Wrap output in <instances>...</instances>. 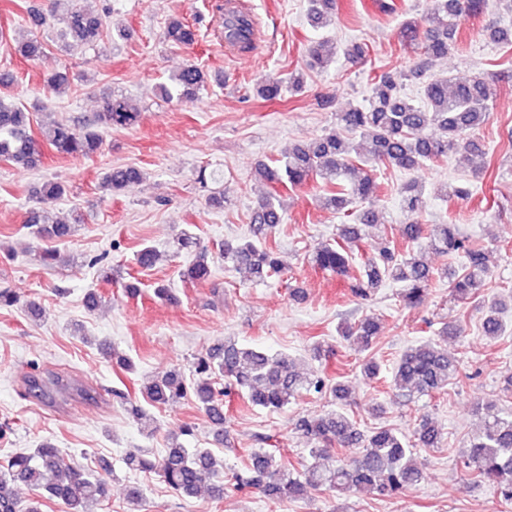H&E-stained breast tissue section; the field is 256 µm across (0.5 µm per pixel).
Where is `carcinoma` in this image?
<instances>
[{
	"label": "carcinoma",
	"mask_w": 512,
	"mask_h": 512,
	"mask_svg": "<svg viewBox=\"0 0 512 512\" xmlns=\"http://www.w3.org/2000/svg\"><path fill=\"white\" fill-rule=\"evenodd\" d=\"M64 0H42L38 7L27 10L28 22L34 27L58 24L59 36L72 49H86L99 39L104 30L101 15L69 0L70 7L58 14ZM311 25L320 28L336 12V0H308ZM486 0H436L429 29L420 31L414 21L403 24L402 41L415 46L422 56L416 70L427 76L423 86L424 102L415 104L401 93L394 76L384 71L373 78L367 103L351 105L336 113V122L345 130L360 136L365 153L356 151L348 139L334 131L314 140L296 144L277 167L261 163L258 173L269 184L296 188L311 180L328 188L322 203L338 212L355 208L356 223L343 224L336 239L319 243L312 253L314 268L330 274L349 273L354 248L365 237L364 228L381 226L373 206L375 198V166L383 165L411 171L425 162H436L451 153L463 152L472 175L480 177L486 169V149L476 137L486 123L494 100L492 81L483 74L452 78L431 72L434 62L445 58L458 45L461 20L483 12ZM222 15L224 44L232 49L249 51L257 46V24L253 15L243 10H228L216 5ZM163 40L172 47L189 48L196 42V31L179 18L168 20ZM23 57L38 60L44 46L32 38L13 45ZM335 52L325 42H316L307 51L305 67L322 70L333 61ZM172 89H164L169 99L180 103L193 100L205 84L204 72L194 63L184 65L171 78ZM47 88L62 95L69 87L67 73L55 70L45 79ZM278 81L269 79L257 86V95L266 101L280 97ZM141 112L123 97H104L100 110L82 124L54 120L37 139L30 134L29 113L10 98L0 95V162L32 170L43 161V147L57 155L90 158L103 145L110 130L131 129L140 122ZM141 179L139 170L115 166L102 178V188L116 194L129 183ZM423 185L406 182L399 191L408 212L420 215L424 208ZM35 194L58 199L66 194L63 184L46 181ZM283 206L279 191L269 193L250 218L253 237L226 240L217 245L224 262L246 270L257 282L279 277L283 264L277 247L265 238L282 222ZM26 223L38 226V233L63 237L81 216L51 220L44 212L32 208ZM405 246L400 248L381 237L375 253L367 257L358 276L349 283L353 296L369 300L379 289L393 284L399 287L400 304L412 309L426 298L435 281L448 282V293L458 302L471 301L479 311L482 334L499 339L506 334L504 314L512 308V292L488 297L484 293L492 276L488 253L474 243L457 224H425L417 219L405 226ZM433 250L455 257L458 265L433 269L424 260V252ZM176 253L187 258L182 276L190 282H205L214 263L212 251L199 245L189 230L176 237ZM161 254L151 246L141 248L135 263L142 269L155 267ZM379 333L378 317L370 314L354 322L337 326L343 341L367 350ZM464 334V328L451 320H443L432 339L408 347L397 360L391 386L396 399L418 395L433 396L446 390L459 373L460 361L448 353L450 337ZM192 380L177 370L153 380L141 390L150 405L168 402L193 394L212 424L219 444L231 445L224 430V398L241 396L255 408L281 410L304 395L330 388L341 404L350 403L349 388L338 382L329 385L322 369L300 372L286 354L271 355L261 349L226 339L196 357ZM480 425L470 440V448L458 464L476 477L493 485L500 497L512 503V409L493 403H476ZM294 430L309 444L313 459L303 474L297 475L275 455L263 449L248 454L245 466L224 483L214 479L217 471L214 454L206 448H186L178 437L158 458L134 448L124 457L125 467L134 472L156 473L175 492L193 497L206 492L220 500L229 492L255 489L276 501H297L310 490L342 495L351 490L367 491L377 497H395L418 484L419 469L411 456L417 449L436 448L440 430L427 416H422L412 437L393 428L363 430L355 418L342 410L304 415L294 423ZM24 484L38 492L39 500L24 503L15 486ZM109 495L108 483L101 478L84 475L60 450L44 442L28 453H15L0 465V512H41L40 499H50L65 506L64 512H93Z\"/></svg>",
	"instance_id": "1"
}]
</instances>
